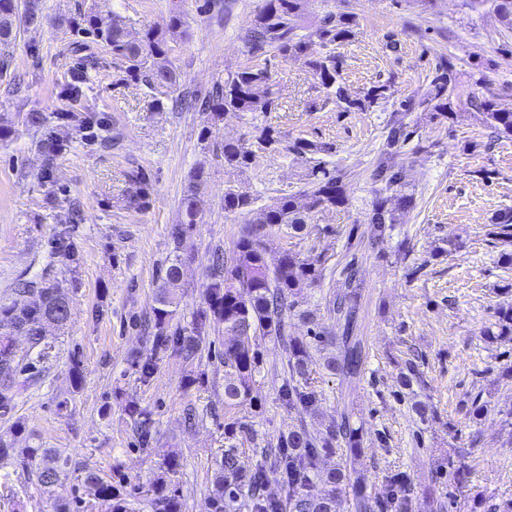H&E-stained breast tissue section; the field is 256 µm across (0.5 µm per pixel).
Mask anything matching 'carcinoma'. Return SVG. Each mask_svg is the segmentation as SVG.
<instances>
[{"label":"carcinoma","mask_w":512,"mask_h":512,"mask_svg":"<svg viewBox=\"0 0 512 512\" xmlns=\"http://www.w3.org/2000/svg\"><path fill=\"white\" fill-rule=\"evenodd\" d=\"M303 0H265L250 22L246 43L252 54L271 51L284 59L300 61L326 95L336 98L345 111H364L385 97L386 87L372 89L364 99H351L342 86L341 68L328 46L348 40L356 34V17L350 13L327 12L312 32L301 24ZM492 8L505 28L512 31V0H462V7L478 12ZM43 18L39 0H0V74L8 69V48L21 29ZM79 30L105 47L124 78L153 92L174 86L177 74L169 59L170 43L182 38L186 30L181 12L170 9L162 27L136 30L112 12L102 15L93 9L80 14ZM457 84L452 59L440 55L435 72L423 93L401 104L378 151L373 179L380 188L372 203L367 226L370 244L382 242L392 231L401 212L415 205L414 193L408 191L403 148L410 140L407 118L416 106H423L437 116L448 117L450 99ZM274 104L271 76L267 69L247 66L227 75L224 85L204 98L199 110L211 119L226 113L265 112ZM483 119L497 133L512 136V107L495 98L479 102ZM255 140L260 151L275 152L281 136L269 127L256 128ZM330 150L324 144L296 140L288 151L306 156L312 163L301 204L294 195L273 197L263 205L239 187L224 190V212L248 216L240 236L228 256L220 250L213 254L214 273L206 288L207 308L194 319L193 331L185 335L172 332L170 323L178 313L177 293L182 280L180 256L165 264V273L155 293L153 308L154 343L158 348H173L187 359L195 358L212 325L224 327V411L253 405L257 399L260 375L257 347L269 338L282 344L286 377L279 395L288 414L297 424L260 451V460L248 468L240 460L238 436L252 435V426L231 421L224 426L225 448L214 461V480L209 490L208 512H239V503L247 502L251 512H415L411 483L400 476L389 480L382 495L373 493L367 478L356 467L362 457V427L353 421V413L343 411L340 419L322 435H314L304 425L302 416L314 414L321 401L314 374L322 368L350 387L361 380L366 351L356 335L361 282L355 263H347L342 273L344 285L328 301L339 332L318 330L314 316L299 310L301 289L321 281L326 259L322 255L303 258L288 250L277 256L267 252L266 238L284 231L298 234L306 230L311 214L334 211L347 203L344 193L346 172L333 168L318 155ZM224 164L245 170L251 167L255 151L226 140L220 147ZM204 171L192 175L182 199L183 221L175 229L176 243H181L187 229L197 223L200 214L199 187ZM21 300L0 305V417L10 415L20 387L38 380L49 361L54 344L46 336V326L65 327L70 320L69 302L61 290L49 283L25 284L17 289ZM297 316L308 324L304 336L288 335V319ZM24 333L32 353L18 354L12 336ZM400 379L407 388L424 380L415 364L405 361ZM137 426L141 446L153 440L149 414L134 404L126 408ZM339 455V462L329 469L319 466L320 459ZM26 457L38 484L52 486L66 472L69 460L51 448H28ZM280 484L282 494H266L270 482ZM85 482L94 486L108 504L109 512H126L112 485L87 471ZM153 512H181V503L159 477L152 484Z\"/></svg>","instance_id":"obj_1"}]
</instances>
